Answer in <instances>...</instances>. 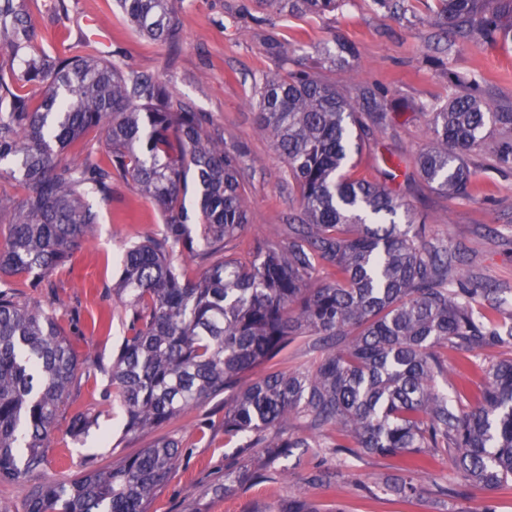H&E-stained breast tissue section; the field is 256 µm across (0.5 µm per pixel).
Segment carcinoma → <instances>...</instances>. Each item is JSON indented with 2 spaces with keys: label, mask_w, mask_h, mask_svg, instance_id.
Listing matches in <instances>:
<instances>
[{
  "label": "carcinoma",
  "mask_w": 512,
  "mask_h": 512,
  "mask_svg": "<svg viewBox=\"0 0 512 512\" xmlns=\"http://www.w3.org/2000/svg\"><path fill=\"white\" fill-rule=\"evenodd\" d=\"M134 30L150 41L181 37V0H117ZM340 0H293L322 13ZM453 40L477 35L512 40V0H443ZM44 36L26 0H0V176L23 197L1 193L11 221L0 241V276L27 274L30 287L89 241L99 214L91 196L133 182L160 211L165 230L128 246L115 286L128 336L112 362V387L124 429L138 433L224 398V446L263 448L276 469L297 448L353 449L404 456L401 475L375 494L411 499L433 460L446 456L471 484L512 482V359L485 366L472 359L487 344L511 345L512 325L477 308L491 289L453 288V255L426 240L409 204L384 184L343 173L364 135L386 125L379 89L354 100L306 71L263 78L258 124L269 131L299 197V223L288 241L252 244L245 264L229 254L248 223L241 153L224 149L212 117L159 78L123 70L85 47L41 51ZM512 130V112H488L475 95L456 92L431 113L433 142L414 159L419 176L439 192L467 193L470 153L489 125ZM107 147L98 157L87 136ZM199 224L188 227L187 196ZM180 249L207 262L186 279L170 260ZM333 268V280L314 277ZM301 336L328 346L306 372H272L246 386L245 374L276 359ZM338 336L349 337L336 349ZM444 346L480 375L453 385L434 354ZM61 330L57 313L0 289V483L46 464L56 417L73 383L89 375ZM301 420L312 436L288 430ZM95 418L75 413L79 441ZM180 443L161 439L107 468L86 469L60 483L32 487L22 512H149L156 491L176 469ZM230 491L256 473L224 470Z\"/></svg>",
  "instance_id": "obj_1"
}]
</instances>
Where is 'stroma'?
Instances as JSON below:
<instances>
[{
  "label": "stroma",
  "mask_w": 512,
  "mask_h": 512,
  "mask_svg": "<svg viewBox=\"0 0 512 512\" xmlns=\"http://www.w3.org/2000/svg\"><path fill=\"white\" fill-rule=\"evenodd\" d=\"M33 19L45 30L47 51L63 42H93L94 49L118 67L152 74L171 91L211 115L224 130L226 149L241 150L249 222L234 250L241 262L251 259L254 240L288 236L291 216L299 211L288 167L268 131L256 120L257 88L275 72L305 70L355 97L359 85L379 87L387 104V126L372 131L355 158L357 176L385 181L425 225L428 240L448 245L460 261L464 281L497 289L512 311V166L496 164L493 149L503 136L491 129L487 148L471 155L470 194L448 196L421 180L413 161L429 143L427 123L434 108L447 103L461 84L473 81L490 111L512 105V46L475 39L449 44L442 25L441 0H400L391 11L377 0H341L325 13H291L268 0H183L181 39L170 44L147 41L127 23L113 0H65L67 16L58 20L53 0H28ZM100 216L95 236L65 266L48 288H30L22 276L7 282L19 296L56 309L61 324L91 374L70 390L47 448L48 465L38 473L0 485V512H16L31 485L65 480L84 464L105 467L164 437L181 442V458L157 490L150 512H288L294 499L318 512H512V484L494 490L470 485L442 457L422 480L421 494L403 502L372 495L368 487L398 474L396 457L358 454L338 457L327 450L295 451L284 461V474L246 481L231 492L217 491L232 449L224 445V399L191 409L144 433H125L117 399L111 398L112 357L127 334L117 316L98 328L92 321L120 308L112 292L119 277L118 258L125 244L144 235H161L157 208L135 185L120 184L110 202L94 201ZM317 337L303 336L271 363V370L304 372L320 359ZM97 417L84 440L68 433L77 410ZM341 470L336 486L309 484L315 470ZM463 491L443 500L437 485Z\"/></svg>",
  "instance_id": "1"
}]
</instances>
